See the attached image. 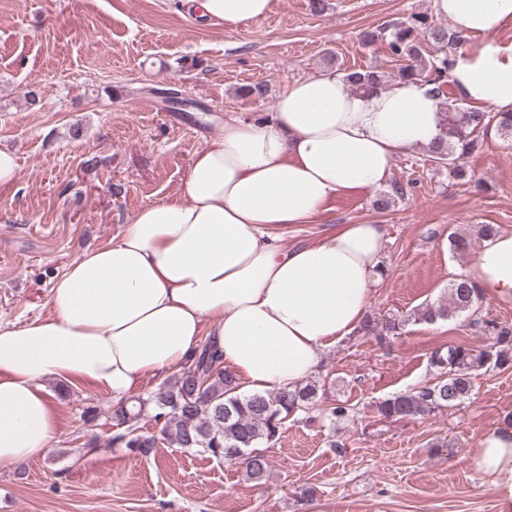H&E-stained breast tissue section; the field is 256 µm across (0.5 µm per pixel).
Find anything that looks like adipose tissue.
<instances>
[{
    "label": "adipose tissue",
    "instance_id": "ef3b65f1",
    "mask_svg": "<svg viewBox=\"0 0 512 512\" xmlns=\"http://www.w3.org/2000/svg\"><path fill=\"white\" fill-rule=\"evenodd\" d=\"M234 31L271 0H185ZM463 36L450 81L467 103L512 111V47L495 34L512 0H436ZM432 85L353 91L324 72L289 83L270 116L225 120L191 160L178 197L139 208L111 242L82 249L48 291V312L0 323V467L43 455L60 416L57 379L120 400L146 377L179 370L204 339L255 392L291 390L323 352L362 322L387 241L380 224H343L286 247L288 227L330 210L337 195L389 177L397 155L438 140ZM482 298L512 307V231L485 238L464 272ZM475 470L512 512V426L481 438Z\"/></svg>",
    "mask_w": 512,
    "mask_h": 512
}]
</instances>
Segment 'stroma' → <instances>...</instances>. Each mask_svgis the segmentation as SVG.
<instances>
[{"label": "stroma", "mask_w": 512, "mask_h": 512, "mask_svg": "<svg viewBox=\"0 0 512 512\" xmlns=\"http://www.w3.org/2000/svg\"><path fill=\"white\" fill-rule=\"evenodd\" d=\"M178 2L0 0V147L20 165L18 182L0 187V322L46 314L52 282L81 249L177 196L225 119L268 116L288 83L329 67L375 66L397 85V61L363 46V33L437 12L434 0H327L318 15L309 0H272L265 17L230 32ZM169 84L204 111L172 112L150 95ZM256 84L262 93L247 94ZM466 166L484 191L407 150L392 164L404 194L389 210L375 208L379 190L342 193L324 217L289 228L291 247L342 224L384 225L386 273L369 309L406 324L390 342L352 334L324 352L318 413L291 418L266 448L265 484L193 450L164 443L145 457L113 445L111 394L49 379L60 432L45 455L0 469V512H500L471 459L484 432L512 422V367L479 376L456 408L401 420L377 410L433 378L435 351L476 349L494 328L512 329V308L485 299L432 324L415 317L467 269L480 226L512 230V141L488 135ZM451 232L468 252L438 247ZM337 400L351 416L333 426L319 412ZM303 487L311 499H299Z\"/></svg>", "instance_id": "35a3bbf8"}]
</instances>
